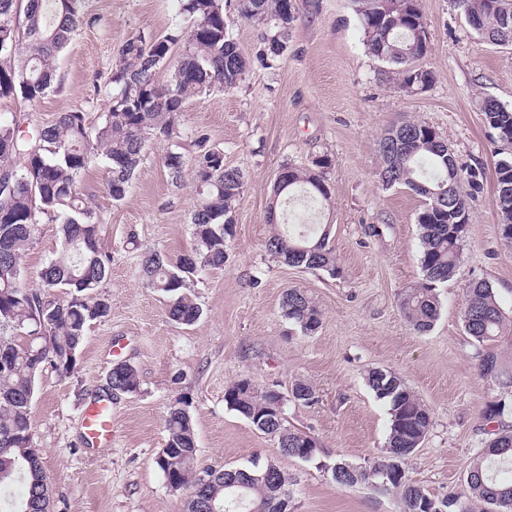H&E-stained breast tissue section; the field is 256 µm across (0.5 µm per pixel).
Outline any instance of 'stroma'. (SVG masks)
<instances>
[{
  "mask_svg": "<svg viewBox=\"0 0 512 512\" xmlns=\"http://www.w3.org/2000/svg\"><path fill=\"white\" fill-rule=\"evenodd\" d=\"M430 51L420 60L434 81L417 94L389 81V63L372 56L351 0H294L297 20L273 67L252 65L236 89L187 100L185 137L152 142L125 200L113 201L102 162L78 179V189L102 226L108 273L96 288L108 315L93 322L75 368L43 367L31 408L32 445L41 451L51 512H180L186 491H171L156 459L166 443L168 404L190 401L198 459L215 469L275 460L293 474V512H399L394 495L342 488L326 466L364 465L385 442L389 415L365 382L367 370L395 372L430 408L432 426L405 465L428 494H465L469 464L486 438L482 413L499 392L478 369L462 326L469 282L492 284L512 316V243L499 232L494 167L501 146L479 110L481 97L512 105V47L481 42L451 0H420ZM93 25L79 29L61 53L53 88L35 105L1 100L0 119L17 120L22 135L57 115L82 111L97 127L106 109L98 88L117 48L137 35H161L179 19L178 0H84ZM432 126L458 163L476 173L462 191L469 226L455 276L440 288L441 314L430 332L414 333L399 292L421 278L416 216L422 200L385 189L377 179V141L401 118ZM224 150L225 166L244 174L223 267L202 272L190 295L202 309L193 325L169 320L165 297L139 275L141 253L178 258L193 244L190 214L199 200L191 171L174 186L162 159L192 157L190 131ZM326 154L332 198L322 220L331 226L339 275L288 266L265 249L272 226L268 205L282 166L303 167ZM61 247L60 225L41 218L22 264L30 286ZM310 294L322 325L310 336L285 319L283 294ZM133 365L140 388L112 398V445L83 440L85 408L102 394L112 367ZM289 393L296 381L315 400L288 404L287 423L317 439V459L280 456L276 441L224 403L241 379Z\"/></svg>",
  "mask_w": 512,
  "mask_h": 512,
  "instance_id": "obj_1",
  "label": "stroma"
}]
</instances>
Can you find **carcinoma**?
I'll return each mask as SVG.
<instances>
[{
    "instance_id": "obj_1",
    "label": "carcinoma",
    "mask_w": 512,
    "mask_h": 512,
    "mask_svg": "<svg viewBox=\"0 0 512 512\" xmlns=\"http://www.w3.org/2000/svg\"><path fill=\"white\" fill-rule=\"evenodd\" d=\"M480 39L512 47V0H453ZM364 42L374 57L396 66V86L407 92L424 90L433 81L430 71L414 62L427 55L422 39L426 24L420 0H352ZM239 16L256 25L270 22L258 38L255 58L245 54L226 31L220 0H181V22L161 36L136 35L118 48V64L107 85L110 105L95 131L86 127L84 113L63 112L54 123L37 128L31 138L18 134L16 122L0 121V484L19 477L27 487L14 512H49L50 490L40 449L31 446V400L41 366L70 373L89 325L107 316L110 306L92 296L105 278L110 257L100 244V224L83 202L77 178L96 153L110 172L112 199L126 198L151 140L182 136L181 115L191 96L237 88L252 60L263 65L281 56L295 22L293 0H238ZM94 19L84 16L82 0H0V100L21 99L33 104L52 87L59 54L77 30ZM168 79L158 80L159 70ZM487 126L504 146L495 164V205L503 239L512 242V107L485 96L479 101ZM442 138L423 121L405 119L392 125L378 141L379 179L385 189H406L423 199L416 221L420 230L421 281L400 293L399 307L417 333L428 332L440 314L439 285L455 275L467 225L459 214L469 213L461 191L465 178L475 177L458 165ZM191 159L200 199L190 215L191 251L176 261L148 251L140 261L147 287L167 297L170 320L191 325L202 309L186 293L193 278L208 268L224 266L225 242L233 235L235 204L244 185L243 173L224 166V150L204 134L194 138ZM173 183L181 180L185 158L169 152L163 160ZM327 155L307 167L284 166L285 187L276 185L269 214L285 205L308 209L330 202L325 171ZM61 221V249L43 267L41 287H30L21 260L33 245L40 218ZM267 252L293 267L340 273L330 231H317L301 222L279 228L265 242ZM66 290L68 299L52 291ZM281 308L288 321L305 335L322 324V313L308 293L290 288ZM462 323L478 347L480 373L499 383L503 392L489 401L483 416L497 424L473 457L466 474V496L426 493L411 482L404 463L423 443L432 425L428 406L393 372L374 368L366 382L375 398L388 407V433L380 455L364 466L336 462L332 477L342 487L364 485L397 495L402 512H512V428L503 419L512 415V373L500 363L495 342L509 318L493 286L471 281L464 295ZM109 383L131 392L139 388L134 366L112 368ZM293 403L307 405L313 387L298 381L291 388ZM279 391L261 389L241 379L225 389L227 407L257 430L276 439L283 457L311 460L320 448L306 432L286 425V410H278ZM190 402L182 397L167 409L165 448L157 465L168 482L189 490L184 512H281V499H291L294 478L277 462H252L242 469H213L198 461ZM205 473L209 480L200 481Z\"/></svg>"
}]
</instances>
